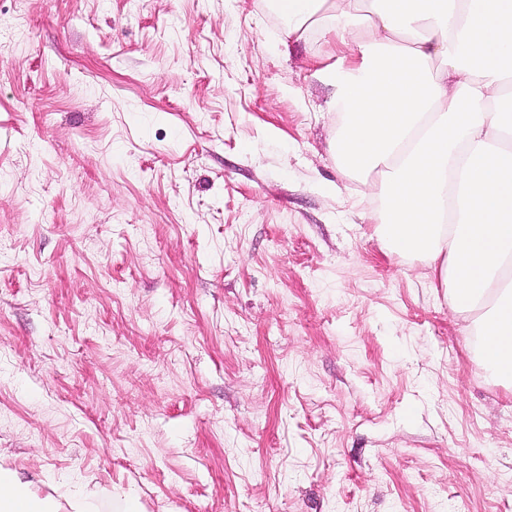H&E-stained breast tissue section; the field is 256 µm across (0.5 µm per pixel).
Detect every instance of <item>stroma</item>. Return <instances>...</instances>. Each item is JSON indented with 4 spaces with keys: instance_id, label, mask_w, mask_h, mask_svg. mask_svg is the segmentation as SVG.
Returning a JSON list of instances; mask_svg holds the SVG:
<instances>
[{
    "instance_id": "1",
    "label": "stroma",
    "mask_w": 512,
    "mask_h": 512,
    "mask_svg": "<svg viewBox=\"0 0 512 512\" xmlns=\"http://www.w3.org/2000/svg\"><path fill=\"white\" fill-rule=\"evenodd\" d=\"M0 468L99 512H512V386L330 151L268 0H0ZM67 499L74 512L96 511V494L87 492L81 485H71L68 490Z\"/></svg>"
}]
</instances>
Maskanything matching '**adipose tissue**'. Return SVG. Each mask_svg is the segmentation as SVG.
Here are the masks:
<instances>
[{"label": "adipose tissue", "instance_id": "ef3b65f1", "mask_svg": "<svg viewBox=\"0 0 512 512\" xmlns=\"http://www.w3.org/2000/svg\"><path fill=\"white\" fill-rule=\"evenodd\" d=\"M330 45L337 169L380 201L389 252L425 262L469 343L512 383V0H274ZM0 512H59L0 468Z\"/></svg>", "mask_w": 512, "mask_h": 512}]
</instances>
